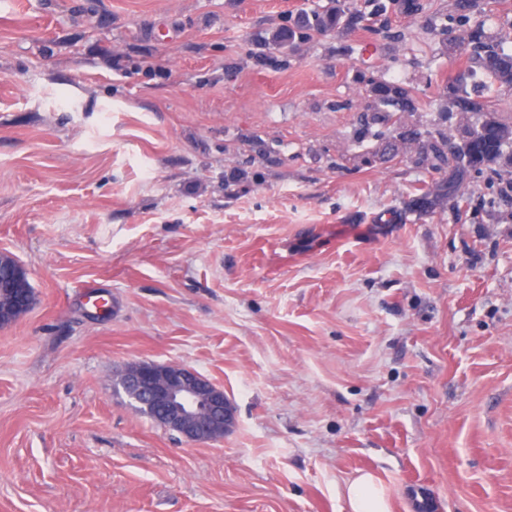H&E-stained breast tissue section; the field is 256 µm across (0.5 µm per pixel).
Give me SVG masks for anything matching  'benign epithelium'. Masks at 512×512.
I'll return each instance as SVG.
<instances>
[{
  "label": "benign epithelium",
  "instance_id": "obj_1",
  "mask_svg": "<svg viewBox=\"0 0 512 512\" xmlns=\"http://www.w3.org/2000/svg\"><path fill=\"white\" fill-rule=\"evenodd\" d=\"M124 377L149 402L164 407L163 426L187 442L221 439L233 424L224 390L188 367L141 361Z\"/></svg>",
  "mask_w": 512,
  "mask_h": 512
}]
</instances>
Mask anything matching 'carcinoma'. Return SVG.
Masks as SVG:
<instances>
[{
  "mask_svg": "<svg viewBox=\"0 0 512 512\" xmlns=\"http://www.w3.org/2000/svg\"><path fill=\"white\" fill-rule=\"evenodd\" d=\"M487 5L486 0H453L460 29L450 36L443 28L439 35L449 51L464 59L465 73L436 97L425 99L411 84L370 70L359 74L366 92L363 118L356 130L361 145L372 136L373 126L394 125L418 112L433 109L459 117L456 142L445 133H422L415 128L397 133L399 144L409 147L411 161L445 175L442 183L424 189L420 200L428 207L456 198L475 170L494 165L495 175L512 179V126L494 118L478 125L469 121L474 114L492 111L491 87L512 86V28L488 32L483 20ZM425 10L423 0H325L294 19L284 18L271 31L257 34L254 55L260 57L271 48L292 50L314 33L354 28L365 20L379 22L378 31L391 38L390 17L413 20Z\"/></svg>",
  "mask_w": 512,
  "mask_h": 512,
  "instance_id": "cac0c4a2",
  "label": "carcinoma"
}]
</instances>
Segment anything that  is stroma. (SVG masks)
<instances>
[{
    "mask_svg": "<svg viewBox=\"0 0 512 512\" xmlns=\"http://www.w3.org/2000/svg\"><path fill=\"white\" fill-rule=\"evenodd\" d=\"M318 0H0V512H512V184L357 160L366 64L433 97L452 0L256 62ZM104 300L95 306L86 290ZM137 361L221 386L189 444L116 390ZM350 512H390L380 480L373 473H363L347 488Z\"/></svg>",
    "mask_w": 512,
    "mask_h": 512,
    "instance_id": "stroma-1",
    "label": "stroma"
}]
</instances>
